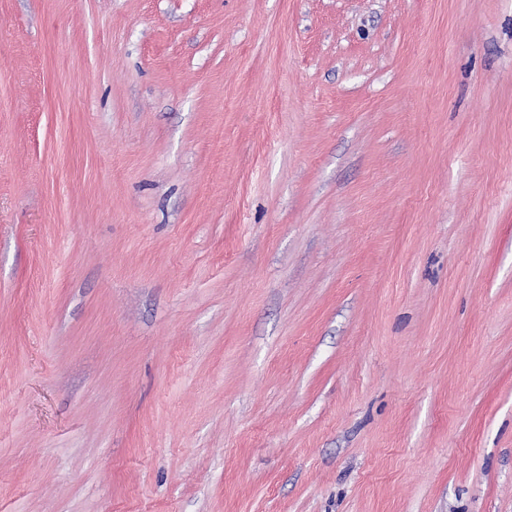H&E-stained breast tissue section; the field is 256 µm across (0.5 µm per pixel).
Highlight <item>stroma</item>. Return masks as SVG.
Listing matches in <instances>:
<instances>
[{
  "label": "stroma",
  "instance_id": "35a3bbf8",
  "mask_svg": "<svg viewBox=\"0 0 512 512\" xmlns=\"http://www.w3.org/2000/svg\"><path fill=\"white\" fill-rule=\"evenodd\" d=\"M0 512H512V0H0Z\"/></svg>",
  "mask_w": 512,
  "mask_h": 512
}]
</instances>
